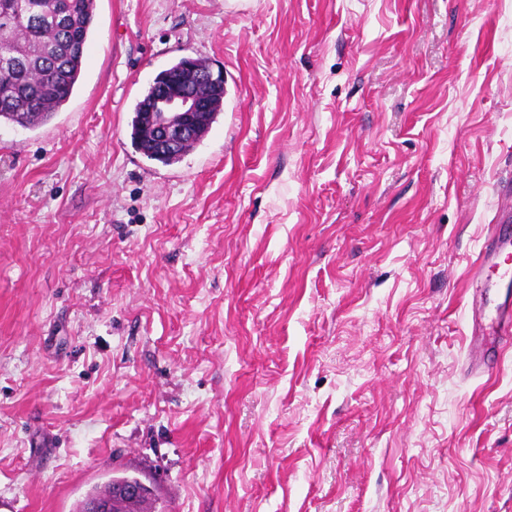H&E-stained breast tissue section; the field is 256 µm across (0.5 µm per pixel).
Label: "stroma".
<instances>
[{"instance_id": "stroma-1", "label": "stroma", "mask_w": 512, "mask_h": 512, "mask_svg": "<svg viewBox=\"0 0 512 512\" xmlns=\"http://www.w3.org/2000/svg\"><path fill=\"white\" fill-rule=\"evenodd\" d=\"M224 110L134 146L182 58ZM512 177V0H97L0 126V512L112 471L169 512H512V349L469 366ZM153 81L146 94L139 100L135 106L134 117L131 122V139L136 148L149 160L157 161L165 166H170L181 161L185 152L195 146L197 141L204 135L209 127L215 122L217 116L224 110V74L218 70L214 75V80L206 81L200 86V92L205 95L208 100V116L207 121L195 131V138L187 146L184 152H163L154 150L150 145L149 132L144 128L142 119V107L153 96L155 87ZM196 143V144H195Z\"/></svg>"}]
</instances>
